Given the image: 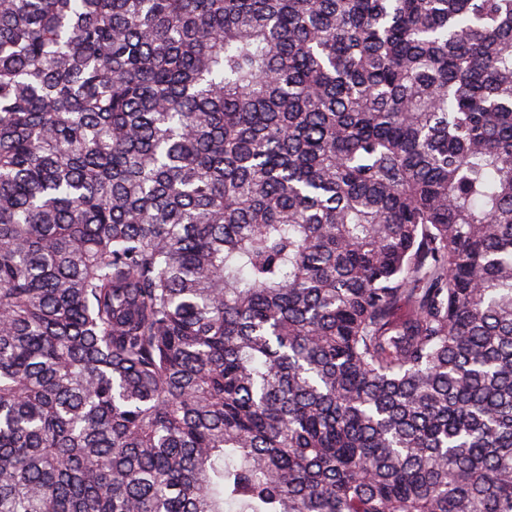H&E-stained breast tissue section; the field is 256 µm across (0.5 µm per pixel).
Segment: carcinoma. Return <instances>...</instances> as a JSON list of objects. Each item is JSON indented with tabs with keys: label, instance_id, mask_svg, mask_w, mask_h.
<instances>
[{
	"label": "carcinoma",
	"instance_id": "obj_1",
	"mask_svg": "<svg viewBox=\"0 0 512 512\" xmlns=\"http://www.w3.org/2000/svg\"><path fill=\"white\" fill-rule=\"evenodd\" d=\"M512 512V0H0V512Z\"/></svg>",
	"mask_w": 512,
	"mask_h": 512
}]
</instances>
